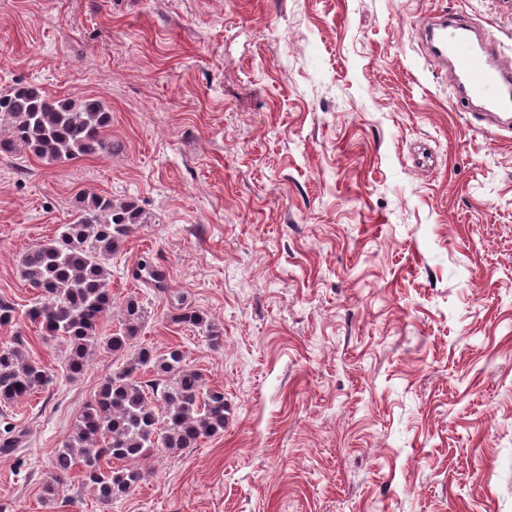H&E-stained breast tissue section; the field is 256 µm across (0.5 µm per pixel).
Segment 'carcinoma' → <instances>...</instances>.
I'll return each mask as SVG.
<instances>
[{
    "label": "carcinoma",
    "mask_w": 512,
    "mask_h": 512,
    "mask_svg": "<svg viewBox=\"0 0 512 512\" xmlns=\"http://www.w3.org/2000/svg\"><path fill=\"white\" fill-rule=\"evenodd\" d=\"M110 123L111 114L96 99L54 98L32 85L0 92L2 153L23 148L49 161L110 153ZM146 223L147 215L131 202L105 195L79 199L75 220L32 246L21 260V276L39 290L40 300L21 315L14 304L0 299V328L16 326L21 316L39 325L44 337L63 341L66 370L74 377L99 347L114 355L127 351L146 317L138 299L124 302L116 332L102 338L98 327L112 308V255L134 225ZM134 277L167 292L166 276L148 253L137 262ZM176 321L206 329L210 346H223L224 330L202 312L184 307ZM48 382V372L28 356L22 336L0 345L1 453L14 452L18 443L16 426L4 410ZM225 422L224 390L204 388L181 349L170 347L157 355L142 346L131 362L104 380L85 405L71 438L53 451L42 501L49 505L55 500L62 477L76 465L100 501L121 498L145 480L134 463L156 450L195 448L200 440L223 432Z\"/></svg>",
    "instance_id": "1"
}]
</instances>
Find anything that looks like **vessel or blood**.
<instances>
[{
    "label": "vessel or blood",
    "mask_w": 512,
    "mask_h": 512,
    "mask_svg": "<svg viewBox=\"0 0 512 512\" xmlns=\"http://www.w3.org/2000/svg\"><path fill=\"white\" fill-rule=\"evenodd\" d=\"M425 31L431 59L448 69L459 106L485 118L512 113V61L498 57L490 38H478L476 26L454 16L429 18Z\"/></svg>",
    "instance_id": "obj_1"
}]
</instances>
